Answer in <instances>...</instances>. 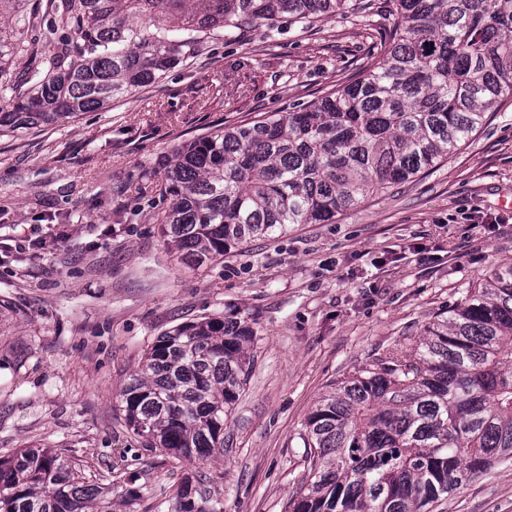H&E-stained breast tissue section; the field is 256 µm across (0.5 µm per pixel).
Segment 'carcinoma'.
I'll return each mask as SVG.
<instances>
[{"label": "carcinoma", "mask_w": 512, "mask_h": 512, "mask_svg": "<svg viewBox=\"0 0 512 512\" xmlns=\"http://www.w3.org/2000/svg\"><path fill=\"white\" fill-rule=\"evenodd\" d=\"M0 0V133L95 112L217 35L317 22L365 0ZM381 60L292 112L184 143L162 166L164 243L189 267L298 224H330L418 177L512 97V0H393ZM52 49L14 73L24 43ZM248 317H210L157 337L121 399L144 446L209 462L247 381ZM306 474L292 512H429L512 457V263L393 351L343 376L305 420ZM135 487L95 484L50 448L0 460V512H116ZM171 512H224L185 479Z\"/></svg>", "instance_id": "1"}]
</instances>
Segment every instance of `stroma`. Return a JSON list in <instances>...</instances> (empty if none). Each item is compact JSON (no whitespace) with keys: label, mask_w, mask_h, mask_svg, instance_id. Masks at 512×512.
Returning <instances> with one entry per match:
<instances>
[{"label":"stroma","mask_w":512,"mask_h":512,"mask_svg":"<svg viewBox=\"0 0 512 512\" xmlns=\"http://www.w3.org/2000/svg\"><path fill=\"white\" fill-rule=\"evenodd\" d=\"M393 22L389 0H372L360 17L210 40L107 109L0 136V242L65 232L46 250L0 249V457L50 448L88 475L137 473L126 512H161L202 472L224 512H289L315 401L355 368L413 351L436 316L512 262V209L498 205L512 198V98L414 181L196 270L161 237L153 170L185 141L346 84L378 61L372 45ZM236 314L258 336L223 457L143 447L120 397L130 374L172 327ZM444 512H512V460L461 486Z\"/></svg>","instance_id":"obj_1"}]
</instances>
